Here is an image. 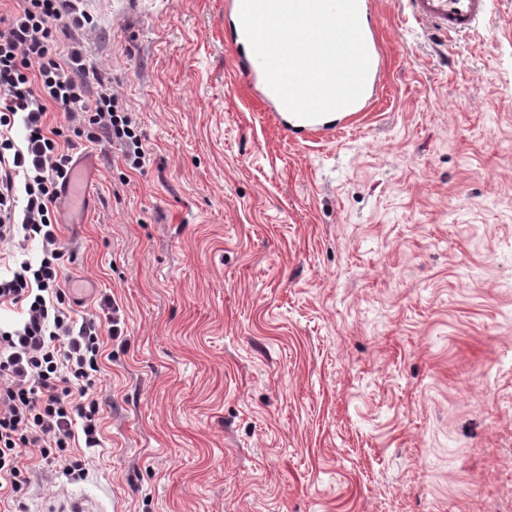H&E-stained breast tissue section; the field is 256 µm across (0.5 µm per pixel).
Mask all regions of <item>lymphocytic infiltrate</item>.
<instances>
[{
    "mask_svg": "<svg viewBox=\"0 0 512 512\" xmlns=\"http://www.w3.org/2000/svg\"><path fill=\"white\" fill-rule=\"evenodd\" d=\"M71 0H24L20 11L0 16V240H39V265L21 262L0 276V304L23 305L19 329L0 333V497L18 501L27 482L20 461L29 447L62 473L81 470L70 459L76 439L100 445L94 397L100 370L99 325L75 321L63 304L59 261L63 256L54 206L71 160L60 129L48 127L49 106L80 113L125 148L139 168L145 152L131 118L111 90L91 91L79 49L56 48L58 24H74ZM24 139H17V128Z\"/></svg>",
    "mask_w": 512,
    "mask_h": 512,
    "instance_id": "lymphocytic-infiltrate-1",
    "label": "lymphocytic infiltrate"
}]
</instances>
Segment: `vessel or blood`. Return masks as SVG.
<instances>
[{"mask_svg": "<svg viewBox=\"0 0 512 512\" xmlns=\"http://www.w3.org/2000/svg\"><path fill=\"white\" fill-rule=\"evenodd\" d=\"M241 0H228V14L232 19L230 38L237 48L235 59L239 74L249 85L252 93L262 102L267 111L279 120H287L288 110L278 96L267 85L263 69L255 57L246 38L240 20ZM491 0H408L411 13L417 22L425 25L437 36L458 35L474 29ZM359 18L363 37L369 54V71L366 90H374L379 69L380 42L372 22L369 0H358ZM89 193L88 181L80 170H72L63 203L71 208L82 206Z\"/></svg>", "mask_w": 512, "mask_h": 512, "instance_id": "1", "label": "vessel or blood"}]
</instances>
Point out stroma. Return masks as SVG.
Wrapping results in <instances>:
<instances>
[{
    "mask_svg": "<svg viewBox=\"0 0 512 512\" xmlns=\"http://www.w3.org/2000/svg\"><path fill=\"white\" fill-rule=\"evenodd\" d=\"M227 0H81L60 28L141 134L78 138L56 210L74 319L119 307L102 441L28 451L24 512H512V0L431 38L377 0L353 127L284 130L236 75ZM369 4L370 1L368 0H358L361 29L369 54V71L362 96L355 103L336 111L348 114L347 117L356 114L355 112H362L364 110L368 95L370 91L374 90L375 88L376 78L380 65V42L378 33L372 22V12L370 10Z\"/></svg>",
    "mask_w": 512,
    "mask_h": 512,
    "instance_id": "1",
    "label": "stroma"
}]
</instances>
